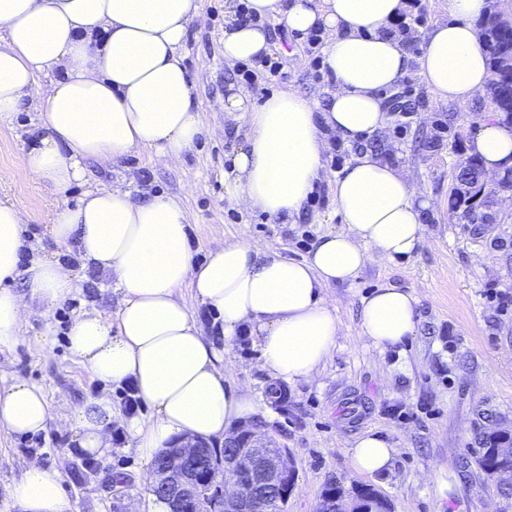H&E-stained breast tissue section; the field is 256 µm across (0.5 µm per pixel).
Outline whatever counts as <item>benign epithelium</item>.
Segmentation results:
<instances>
[{"instance_id":"1","label":"benign epithelium","mask_w":512,"mask_h":512,"mask_svg":"<svg viewBox=\"0 0 512 512\" xmlns=\"http://www.w3.org/2000/svg\"><path fill=\"white\" fill-rule=\"evenodd\" d=\"M227 453L211 460L205 475L198 468L211 443L206 439L176 443L162 451L153 469L160 476V490L169 512H274L285 507L294 484L288 452L256 432V424L243 425L224 438ZM235 490L227 489V476ZM317 512H389L380 498L362 490L347 493L338 485L322 495Z\"/></svg>"}]
</instances>
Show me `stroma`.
I'll list each match as a JSON object with an SVG mask.
<instances>
[{
	"label": "stroma",
	"instance_id": "35a3bbf8",
	"mask_svg": "<svg viewBox=\"0 0 512 512\" xmlns=\"http://www.w3.org/2000/svg\"><path fill=\"white\" fill-rule=\"evenodd\" d=\"M238 3L202 0L205 21L190 25L181 49L209 125L224 122L216 99L228 86L243 84L235 64L224 61L226 12ZM406 3L415 44L448 18L446 0ZM262 24L270 35L269 54L281 61L283 76L265 84L256 99L273 91L307 94L326 86L321 44L298 39L274 17ZM399 90L413 116L405 122L392 113L391 126L377 140L381 155L403 165L422 199L432 202L425 212V238L410 257L375 258L354 286L329 288L343 334L314 382L287 386L285 403H269L261 419L263 433L287 450L295 467L288 512H316L321 493L332 483L346 489L371 485L393 512H512V496H503L496 480L476 463L481 436L512 432V205L500 206V223L476 235L448 203V175L488 114L475 101L462 108L436 99L412 75ZM37 124L34 108L0 123V198L30 213L34 245L58 252L74 269L78 289L47 319L25 324V342L0 353V389L15 376L39 384L55 416L46 431L33 436L0 428V512H14L10 487L34 459L61 473L74 512H153L154 502L142 484L148 468L144 459L123 442L98 458L80 455L72 431L59 426L60 419L104 391L71 356L68 331L84 312L115 315L121 295L77 248L57 249L47 235L60 195L23 169V152ZM243 138L240 131L201 138L174 167L154 164L145 153L110 168L88 160L85 181L72 184L63 196L73 202L90 188L108 187L132 174L138 185L181 197L190 216L195 261L239 238L302 259L315 240L316 219L325 220L327 229L341 228L333 191L321 185L294 225L240 209L228 199L224 183L233 176V158ZM384 283L417 295L419 322L414 336L381 350L358 333L362 297ZM42 335L46 343L33 344V337ZM228 357L230 381L268 403L257 339L239 341ZM369 430L388 439L394 457L389 470L363 475L353 470L350 450L357 436Z\"/></svg>",
	"mask_w": 512,
	"mask_h": 512
}]
</instances>
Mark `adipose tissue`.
<instances>
[{
	"instance_id": "obj_1",
	"label": "adipose tissue",
	"mask_w": 512,
	"mask_h": 512,
	"mask_svg": "<svg viewBox=\"0 0 512 512\" xmlns=\"http://www.w3.org/2000/svg\"><path fill=\"white\" fill-rule=\"evenodd\" d=\"M247 7L258 20L227 23L226 62L264 56L269 34L261 21L273 16L300 36L324 33L328 84L307 97L279 91L259 103L239 88L217 100L225 122L248 123L228 192L244 210L293 224L329 180L343 228L319 232L299 261L239 239L198 263L177 196L121 181L57 203L50 238L75 246L122 293L115 319L88 312L73 322L69 350L103 385L132 383L150 410L145 419L119 416L109 396L89 398L72 426L88 455L111 450L116 422L150 460L171 441L221 440L257 421L261 406L251 391L227 378L225 352L243 336L257 338L271 380L314 381L343 334L328 289L354 284L374 257L410 256L423 239L427 207L408 175L374 152L333 176L326 154L383 131L387 93L409 73L461 107L490 79L475 25L487 0H448L447 20L416 56L388 31L405 0H247ZM200 17L201 0H0V122L35 107L42 123L24 153L25 173L62 194L85 178V160L108 165L145 152L173 165L201 137L218 135L202 119L181 55ZM54 69L59 78L42 84ZM468 152L489 175L512 163V125L482 121ZM30 245L26 211L0 199V352L18 344L25 322L47 318L77 288L75 272L58 257L24 258ZM18 280L23 289L15 288ZM184 287L216 313L223 347L205 335ZM417 304L414 292L379 286L361 300V337L378 347L403 342L416 331ZM51 418L41 386L17 377L0 390L1 428L34 434ZM392 453L384 436L368 431L354 441L352 466L372 475L388 468ZM10 498L18 512H73L60 472L36 462L12 484Z\"/></svg>"
}]
</instances>
